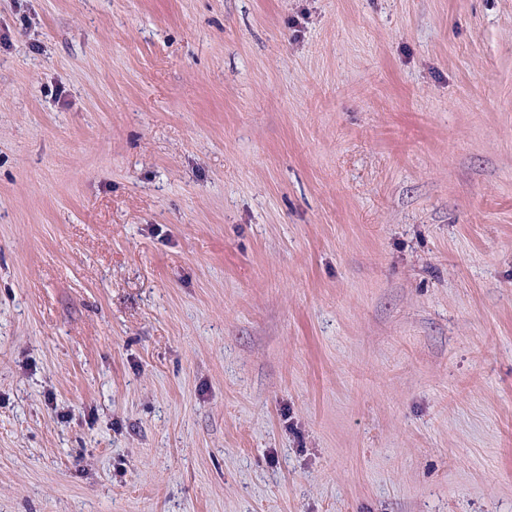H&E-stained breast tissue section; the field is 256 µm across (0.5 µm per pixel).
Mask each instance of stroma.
<instances>
[{"label": "stroma", "instance_id": "obj_1", "mask_svg": "<svg viewBox=\"0 0 512 512\" xmlns=\"http://www.w3.org/2000/svg\"><path fill=\"white\" fill-rule=\"evenodd\" d=\"M0 512H512V0H0Z\"/></svg>", "mask_w": 512, "mask_h": 512}]
</instances>
